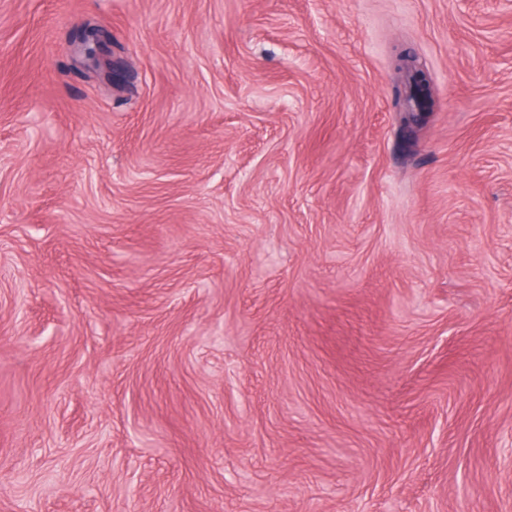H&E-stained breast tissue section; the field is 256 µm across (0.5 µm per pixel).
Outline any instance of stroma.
<instances>
[{"instance_id": "obj_1", "label": "stroma", "mask_w": 512, "mask_h": 512, "mask_svg": "<svg viewBox=\"0 0 512 512\" xmlns=\"http://www.w3.org/2000/svg\"><path fill=\"white\" fill-rule=\"evenodd\" d=\"M0 512H512V5L0 0Z\"/></svg>"}]
</instances>
